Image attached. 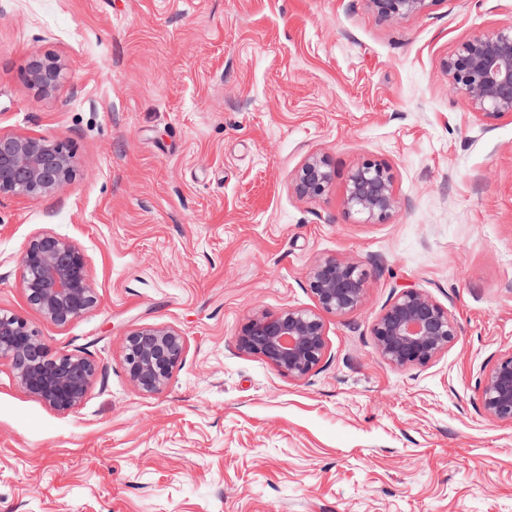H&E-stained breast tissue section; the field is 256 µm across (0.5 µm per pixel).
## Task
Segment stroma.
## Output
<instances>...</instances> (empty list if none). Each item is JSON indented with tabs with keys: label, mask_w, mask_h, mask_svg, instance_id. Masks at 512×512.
Segmentation results:
<instances>
[{
	"label": "stroma",
	"mask_w": 512,
	"mask_h": 512,
	"mask_svg": "<svg viewBox=\"0 0 512 512\" xmlns=\"http://www.w3.org/2000/svg\"><path fill=\"white\" fill-rule=\"evenodd\" d=\"M512 24V0H432L389 22L367 0H0V131L64 142L74 175L0 199V309L99 373L57 413L0 363V512H512V424L477 378L512 351V119L485 121L449 83L456 45ZM63 82L31 86L33 56ZM327 157L329 191L292 174ZM388 164L399 205L345 214L348 177ZM84 252L98 305L67 326L19 287L31 237ZM348 257L362 307L326 319L306 379L238 350L256 313L313 308L310 267ZM428 293L461 334L396 370L371 328L395 291ZM186 340L145 394L133 329ZM27 77L29 83L40 91H52L63 79V65L56 56L40 55L30 61ZM333 171L326 157L312 155L291 178V186L302 198H317L326 194L333 181Z\"/></svg>",
	"instance_id": "stroma-1"
}]
</instances>
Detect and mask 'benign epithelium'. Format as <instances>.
I'll return each instance as SVG.
<instances>
[{
	"mask_svg": "<svg viewBox=\"0 0 512 512\" xmlns=\"http://www.w3.org/2000/svg\"><path fill=\"white\" fill-rule=\"evenodd\" d=\"M383 19L394 21L424 13L432 0H368ZM448 82L478 115L488 121L512 118V25L475 34L457 45L444 63ZM29 83L52 91L63 79L53 55L33 58ZM74 174L67 146L39 136L0 132V197L36 199L51 194ZM333 171L326 157L312 155L291 178L302 198L326 194ZM348 215L368 224L384 223L398 206L394 176L381 161L366 159L351 172L342 201ZM19 288L42 318L66 326L95 308L99 295L84 253L71 241L43 231L31 238L21 256ZM368 274L358 263L329 256L308 272L312 309L288 307L250 318L236 336L244 353L258 356L282 375L301 381L326 352L325 316H342L364 301ZM371 335L383 362L398 370L423 367L454 345L458 322L426 292L403 288L374 322ZM185 337L160 323L130 331L123 361L130 382L145 393L163 390L182 362ZM8 362L17 385L48 408L69 413L86 398L97 374L95 361L76 353H57L25 317L0 313V361ZM484 413L512 424V351L484 368L477 382Z\"/></svg>",
	"mask_w": 512,
	"mask_h": 512,
	"instance_id": "obj_1",
	"label": "benign epithelium"
}]
</instances>
